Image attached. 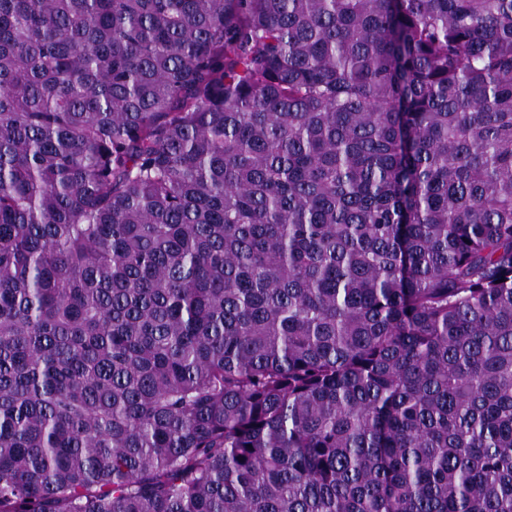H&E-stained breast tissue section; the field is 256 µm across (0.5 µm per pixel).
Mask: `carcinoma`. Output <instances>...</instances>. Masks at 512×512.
Instances as JSON below:
<instances>
[{"mask_svg":"<svg viewBox=\"0 0 512 512\" xmlns=\"http://www.w3.org/2000/svg\"><path fill=\"white\" fill-rule=\"evenodd\" d=\"M0 512H512V0H0Z\"/></svg>","mask_w":512,"mask_h":512,"instance_id":"obj_1","label":"carcinoma"}]
</instances>
